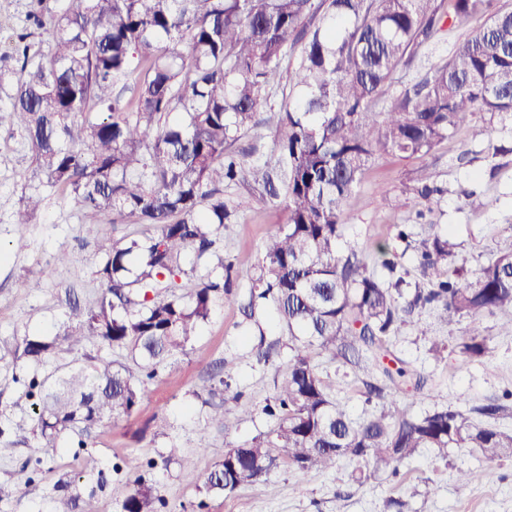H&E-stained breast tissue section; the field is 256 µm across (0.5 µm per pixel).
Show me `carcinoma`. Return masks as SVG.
Wrapping results in <instances>:
<instances>
[{
	"label": "carcinoma",
	"instance_id": "cac0c4a2",
	"mask_svg": "<svg viewBox=\"0 0 512 512\" xmlns=\"http://www.w3.org/2000/svg\"><path fill=\"white\" fill-rule=\"evenodd\" d=\"M450 2L448 19L482 15L484 23L384 108L381 88L443 30L435 0H70L49 17L30 10L28 21L49 32L48 49L30 69L27 46H17L27 76L9 112L31 177L72 197L91 221L107 213L155 228L144 244L112 247L98 270L101 297L93 307L71 305L76 326L64 335L73 349L125 350L138 373L93 357L32 377L25 395L38 447L55 449L72 433L131 416L144 380L187 354L217 305L232 300L230 279H192L183 264L190 253L200 259L212 251L214 233L236 215L224 188L245 184L280 201L286 222L264 244L244 313L251 320L258 303L270 305L291 355L263 408L273 428L225 449L206 493L229 497L281 463L305 478L350 456L372 467L359 471L361 479L380 471L396 477L421 448L443 458L450 448H472L493 477L512 458V432L495 425L506 404L469 414L440 406L418 417L401 410L388 386L410 373L387 347L406 315L429 306L450 324L468 319L458 353L484 357L482 316L512 312V252L463 281L449 264L456 248L449 236L414 247L401 228L398 239L417 251L431 281L407 295L388 247H378L382 278L357 250L339 251L347 200L376 155L426 154L479 112H512V10L492 8L493 0ZM288 56L295 66L285 81ZM276 105L274 154L245 161L234 144ZM413 191L430 210L445 193L424 169ZM43 200L39 190L24 197L14 223H30ZM21 347L18 358L40 365L55 341L26 336ZM315 354L361 372L365 403L380 411L354 422ZM378 371L390 385L378 383ZM210 420L226 433L238 424L224 409ZM161 506L139 481L120 512Z\"/></svg>",
	"mask_w": 512,
	"mask_h": 512
}]
</instances>
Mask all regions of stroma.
<instances>
[{
    "instance_id": "stroma-1",
    "label": "stroma",
    "mask_w": 512,
    "mask_h": 512,
    "mask_svg": "<svg viewBox=\"0 0 512 512\" xmlns=\"http://www.w3.org/2000/svg\"><path fill=\"white\" fill-rule=\"evenodd\" d=\"M30 9L31 0H0V70L6 73L0 84V421L27 425L33 414L23 382L33 374L101 353L129 364L126 351L117 348L70 349L64 339L68 303L76 299L94 306L103 291L97 271L113 245L142 243L154 232L151 225L117 221L109 214L98 223H86L78 205L60 192L47 197L31 223H14L22 197L36 187L23 138L6 111L22 76L15 47L18 40H26L34 64L49 40L47 32L28 22ZM480 23L475 17L456 24L440 40L418 47L413 63L399 67L383 88L382 102L445 62ZM476 127L489 130V137L473 136ZM422 168L433 172L446 190L441 206L430 213L412 191ZM467 190L482 195L488 208L465 207ZM225 196L237 207L234 223L217 232L212 255L185 267L203 275L220 262L231 263L232 302L218 306L188 354L146 382L137 410L93 429L87 447L71 439L64 448L44 454L29 435L13 453L0 457V485L12 490L0 499V512H67L66 501L77 494L94 495L99 512H119L139 478L157 490L165 503L162 512H384L391 497L405 500L408 512H512V459L497 466L491 478L487 464L470 448L449 449L444 459L423 448L398 477L380 472L361 484L354 480L358 463L345 459L333 472L301 479L280 467L266 481L241 487L230 497L205 494L204 481L227 446L273 427L262 408L289 356L288 338L273 311L261 313L254 324L241 310L260 274L262 245L284 224L286 213L242 186L226 190ZM399 224L409 225L418 241L450 234L457 245L454 264L468 273L512 251V116L478 115L473 127L456 130L427 154L377 157L349 199L341 249L362 251L369 271L378 275L377 249L389 246L401 255L406 281L423 283L414 250L395 238ZM20 239L25 242L21 250L15 246ZM62 251L71 256L68 264L55 261ZM23 281L32 283L31 291L20 290ZM505 318L500 311L485 314L489 351L481 359L464 361L454 349L465 324L449 326L435 309H416L393 337L392 350L411 373L424 375L427 384L423 390L401 393V408L420 415L449 404L466 412L512 391V331L502 329ZM32 333L56 341L46 365L13 357L23 336ZM436 342L447 346L444 357L431 353ZM264 347L270 350L265 362L258 357ZM228 359L235 362L229 372L224 369ZM314 362L333 394L346 403L350 417L365 419L372 408L361 395L360 374L325 356ZM223 376L229 377L230 387L216 391ZM216 405L238 413L235 430L227 433L209 422ZM174 445L182 448V457L165 462L164 453ZM460 469L470 474L467 485L456 481Z\"/></svg>"
}]
</instances>
